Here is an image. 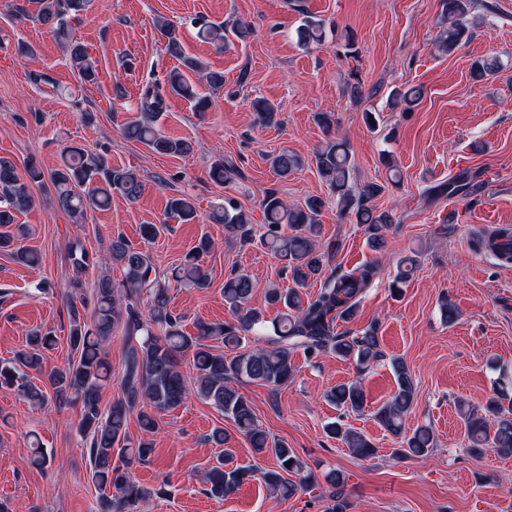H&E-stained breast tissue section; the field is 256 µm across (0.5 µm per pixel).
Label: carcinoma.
Wrapping results in <instances>:
<instances>
[{"instance_id":"cac0c4a2","label":"carcinoma","mask_w":512,"mask_h":512,"mask_svg":"<svg viewBox=\"0 0 512 512\" xmlns=\"http://www.w3.org/2000/svg\"><path fill=\"white\" fill-rule=\"evenodd\" d=\"M39 8L33 16L38 23L49 27L59 38L62 47L74 63L78 78L84 84L97 82L96 61L85 46L73 36L71 21L87 11L92 0H37ZM479 4L475 0H445L443 32L439 42L441 51L451 54L461 44L465 34L478 25L471 18ZM158 30L165 39L168 53L180 66L166 75L168 91L192 104L194 111L206 112L212 100L210 93L224 87V75L209 69L204 62L184 54L177 25L161 21ZM200 35L221 48L227 40L224 26L202 25ZM323 37L320 20L309 15L298 29V41L304 46L317 44ZM499 68L496 59H481L473 63L472 77L485 78ZM191 72L200 82L186 76ZM422 97L419 88H398L390 99L403 110L410 111ZM166 107L164 95L157 84L148 82L141 89L140 116L124 128L131 141L145 145L151 151L166 156L183 155L190 144L170 138L158 129V120ZM253 110L265 125L277 123L278 112L266 99L253 101ZM314 160L316 169L330 191L336 195L342 215H353L355 223L363 224L369 233L368 245L374 249L382 245L383 232L394 223L392 213L376 211L372 200L385 187L369 183L359 191L351 185L352 160L348 143L343 139L328 138L319 148ZM304 166L295 154L283 152L272 159V167L282 178ZM21 178L15 164L0 157V247L14 246L13 257L23 265L38 266V252L14 242L24 238L23 225L15 224V214L29 209L34 203L33 186L49 179L54 186L59 207L67 212L73 223L79 224L87 210L109 205L112 193L128 200H136L142 193L140 177L131 169L114 167L107 157L78 146L65 151L62 165L49 176L35 165ZM211 180L222 184L237 175L236 169L216 160L210 167ZM478 191V184L462 173L448 182V195L470 196ZM266 231L261 244L268 248L282 264V271L292 286H273L266 291L265 300L281 310L272 321L263 318L261 311L249 307L256 285L250 275L231 272L224 280V302L233 312L232 320L207 322L198 320L195 333L183 330L182 317L170 308L172 283L184 281L202 288L207 283L203 257L211 250V242L203 236L189 250L171 277H159L154 263L142 251L132 248L124 239L112 241V264L122 266L124 279L119 287L105 279L94 294L93 314L85 318L74 303H69L70 357L64 368L48 375L56 400L69 401L80 406L78 432L87 445L92 482L100 490L98 512H136L137 506L152 494H161L141 485L132 475V464L147 462L153 452V443L140 439L133 443L127 436L128 418L137 415L141 428L152 433L158 428L161 413L183 405L195 397L213 405L224 413L236 431L246 438L257 455H271L275 467L259 472L267 489L288 499L314 486V474L284 441H276L259 425L250 401L231 384L248 379L277 391L295 375L292 363L297 349L309 356L330 353L342 359H355L362 368L382 358L376 328L362 331L338 330L337 322H349L357 313L362 295L373 282L377 266L365 263L351 270L330 266L332 256L318 242L319 216L323 201L309 197L299 205H288L274 190L261 201ZM169 216L182 224L198 219L194 202L183 196L171 198L167 204ZM210 222L224 225V230L243 241L252 239L251 220L233 197L212 208ZM289 232H283V226ZM475 248L488 251L499 260L512 262V229L501 228L475 241ZM72 264L81 269L90 263L91 255L81 240L73 242L70 251ZM418 265V253L410 252L400 260L390 284L391 295L399 297ZM320 283L314 298L303 297V290L312 283ZM150 302L148 316L141 318L138 303L141 294ZM123 329L126 335L141 334L142 338L128 347L121 378V396L104 408L100 392L111 380L107 345L112 334ZM255 345H248V339ZM216 341L220 350L210 345ZM56 340L48 333L34 332L25 349L9 359L0 361V388L19 392L30 403L42 405L46 401L42 389L27 380V370L40 365L42 353L54 348ZM192 354L195 375L187 381L181 370V361ZM397 389L394 395L374 410L376 421L390 434L399 438L400 447L392 454L398 458H422L435 447V437L427 425L407 431L406 418L414 402V384L405 364L391 362ZM326 397L345 412L361 413L366 407L362 384L358 380L339 383L330 388ZM485 410L494 416L495 430L475 409L461 411L470 451L480 453L493 448L503 456L512 455V409L504 407L499 397L491 398ZM327 434L340 440L349 452L361 459L373 458L377 448L364 434L344 428L334 422L327 426ZM213 443L224 447V453L202 477L201 492L213 499H223L235 492L256 470L236 463L234 450L229 448L230 436L217 429ZM123 444L120 449L115 445ZM291 465H286V462ZM325 481L333 491L330 512H346L342 498L344 477L331 470Z\"/></svg>"}]
</instances>
